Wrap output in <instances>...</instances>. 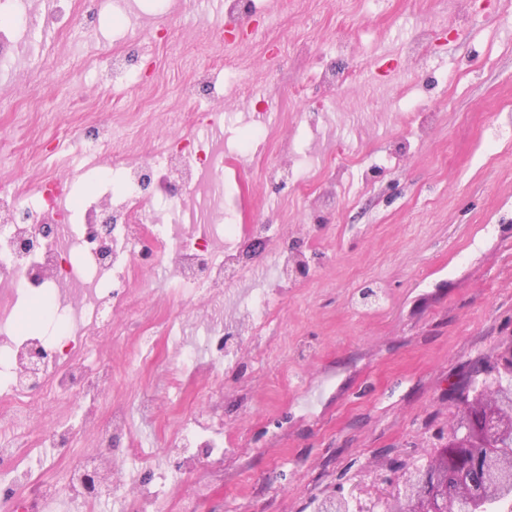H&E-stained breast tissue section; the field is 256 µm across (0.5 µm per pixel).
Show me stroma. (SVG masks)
Returning <instances> with one entry per match:
<instances>
[{
	"mask_svg": "<svg viewBox=\"0 0 512 512\" xmlns=\"http://www.w3.org/2000/svg\"><path fill=\"white\" fill-rule=\"evenodd\" d=\"M162 12L140 15L129 0L124 32L137 36L140 87L113 83L105 42L112 28L73 27L69 37L33 22L17 47L31 60L30 95L14 111L16 86L0 76V128L12 145L0 152V178L37 184L74 179L92 190L72 149L46 154L57 128L71 135L105 130L112 148L142 161L183 132L206 103L191 93L197 72L218 59L238 61L241 81L226 96L222 139L254 123L255 103L274 100L261 151L228 161L234 212L245 248L254 224H277L298 240L308 269L281 295L273 339L243 335V368L226 376L211 402V381L186 370L188 387L165 394L178 352L204 348L211 326L229 319L251 290L272 275L274 244L251 261L252 277L203 296L189 310L164 271L139 292L140 309L121 334L91 349L90 367L107 365L124 378L137 336L151 321L171 320L173 336L158 347L161 366L124 386L102 390L98 417L128 411L131 433L104 458L139 443L177 465L178 409L224 416L227 450L174 484L164 512H318L323 500L363 490L386 498L405 479L404 465L441 447L457 416L452 386L466 383L473 363L512 355V14L503 0H288L287 12L259 0L262 29L229 47L197 45L224 0H165ZM432 29L427 60L405 47L423 25ZM346 64L360 72L349 86H327L321 70ZM420 92L434 120L421 126L401 112L404 92ZM303 146L290 155L288 146ZM377 154L384 169L362 187L363 167ZM301 164L304 192L274 191L271 162ZM158 394L154 414L137 399ZM67 422L79 431L68 444L34 449L26 464L43 483L56 482L62 462L95 445L91 425L65 395L42 415L19 417L16 431L36 435ZM13 431V432H16ZM13 432H0V443Z\"/></svg>",
	"mask_w": 512,
	"mask_h": 512,
	"instance_id": "stroma-1",
	"label": "stroma"
}]
</instances>
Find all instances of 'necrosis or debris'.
I'll return each mask as SVG.
<instances>
[{
	"instance_id": "1",
	"label": "necrosis or debris",
	"mask_w": 512,
	"mask_h": 512,
	"mask_svg": "<svg viewBox=\"0 0 512 512\" xmlns=\"http://www.w3.org/2000/svg\"><path fill=\"white\" fill-rule=\"evenodd\" d=\"M37 11V0H0V67L12 64L14 37ZM196 92L209 103V111L190 114L183 136L143 163L115 153L110 174L95 178L94 196H76L72 183L55 179L33 189L11 179L0 183V315L10 316L35 299L51 304L50 313L35 316L42 327L39 335L0 326L1 428L14 427L22 411H39L51 390L71 396L80 406L95 402L97 377L87 369L85 355L91 343L114 335L119 320L136 309V299L122 288L130 276L166 268L180 301L187 304L209 282L244 277L234 249L215 248L216 241L237 235L233 212L224 205V159L196 135L200 124L222 111L224 93L207 75L197 80ZM199 171L209 172L211 180L194 220L207 230L198 237L173 238L167 225L155 222L154 211L182 206ZM45 216L53 231L33 239V224ZM256 230L276 245L272 288L251 292L223 333L209 336L206 358L188 348L181 351L184 363L200 362L218 385L243 362L237 336L269 330L277 291L287 287L303 263L301 251L279 227L260 224ZM179 419V468L159 467L152 452L136 447L116 466H132L138 480H116L108 486L96 455L90 454L67 465L50 489L39 490V501H62L81 512H97L108 495L132 512H158L166 484L224 452L222 418L212 414L203 419L185 410ZM30 441L21 437L12 447L0 448V512H29L30 502L16 492L35 484L22 465Z\"/></svg>"
}]
</instances>
